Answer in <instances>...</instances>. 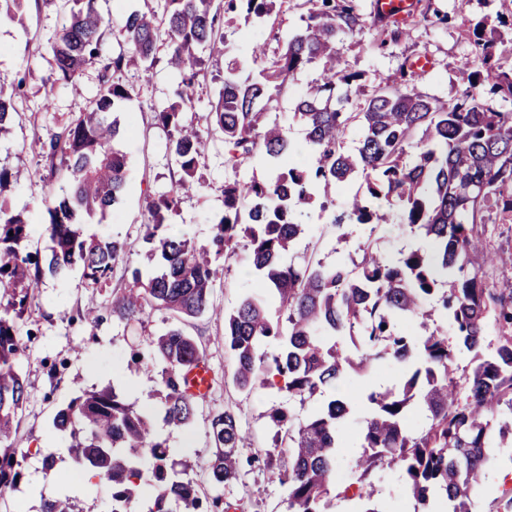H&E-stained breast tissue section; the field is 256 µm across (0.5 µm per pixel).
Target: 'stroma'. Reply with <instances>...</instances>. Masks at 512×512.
<instances>
[{
	"label": "stroma",
	"instance_id": "stroma-1",
	"mask_svg": "<svg viewBox=\"0 0 512 512\" xmlns=\"http://www.w3.org/2000/svg\"><path fill=\"white\" fill-rule=\"evenodd\" d=\"M374 0H358L364 19L362 29L337 41L335 50L342 66L359 73L364 90L386 81L400 69H407V84L428 96L453 99L462 92L461 78L472 59V47L464 32L473 23L485 21L487 29L498 38L512 39V0H414L410 17L401 26L397 41L378 46L371 24L375 19ZM448 14L449 25L435 21L436 13ZM307 15L303 0H279L276 9L260 30H252L244 17L226 23L224 40L228 53L207 56L202 66L204 77L196 87L194 107L188 113L195 123L205 124L206 115L221 87L215 75L224 71L231 58L237 57L248 33H256L265 42L268 56L279 50L278 39L300 28ZM68 18L63 0H28L21 19L0 18V79L12 82L25 77L24 94L15 98L13 121L8 134L0 136V167L13 173L14 179L0 193L8 206L23 211L28 223V251L49 254L45 230L48 215L42 200L58 192L62 181L49 162L30 149L34 139H46L58 127L71 121L77 102L90 101L99 83V67L92 64L80 74L75 84L56 82L54 59L50 47ZM426 57L430 68L411 71L417 57ZM157 61L151 72L128 68L114 79L133 88L134 98L124 115L131 132L125 141L129 158L128 185L122 203L104 218H93L84 225L85 234L99 238L117 236L128 243V252L115 264L97 301L109 307L113 294L127 288L132 270L149 271L158 262L143 242L146 220L145 201L168 190L180 172L169 150L165 133L154 123L153 109L170 100L177 84L167 64L168 46L159 41ZM319 75V67L310 64L297 71L287 90L276 96L271 115L287 128L294 145L305 140L303 125L293 117L297 94L303 93ZM225 145L220 136L209 139L207 158L202 169L203 184L199 191L184 197L176 213L169 218L175 231L186 234L196 244H208L215 225L224 213V181L231 172L224 164ZM488 223L479 225L478 233L485 249L494 257L480 266L479 274L490 292L512 280V216L490 209ZM373 240L387 262H397L404 253L418 245V238L403 224H382L377 228L355 225L348 242H337L327 214L311 207L305 219V232L299 238L289 262L299 263L311 255L324 263L349 261L365 240ZM248 251L238 248L222 263L223 275L211 292V312L183 322H176L169 311L150 310L142 322L121 324L104 317L98 326L74 322L73 314L83 307L88 290L79 271L66 278H46L33 290L28 310L19 323L20 338L25 346L23 375L30 396L19 413L18 459L24 478L15 488L0 493V512H40L43 500L68 494L75 497L80 512H111L112 489L89 480L84 468L68 452V439L52 430L56 411L70 398L92 386L113 385L130 402L143 404L147 391L159 388L161 363H132L135 350H147L151 340L170 328L181 325L194 336L204 350L211 369L208 394L201 399L195 419L188 428L171 432L170 456L178 468L186 469L200 487L202 512H222L213 498L237 504L238 512H285L287 487L277 469L243 466L239 482L212 487L206 462L213 447L209 434L214 413L234 409L239 414L245 436L242 458L261 456L271 446L272 432L265 417L272 407L289 403L295 417H302L309 405L287 402L283 393L260 388L244 395L232 384L233 358L224 347V314L237 307L241 299L255 293L258 279L247 262ZM57 365L56 376H49L50 365ZM404 367L386 359L367 375L347 374L337 390H326L324 399L333 396L363 397L364 402L340 424L342 446L337 453L336 487L355 480L353 459L359 453L358 435L372 406L370 392L397 381ZM487 480L470 497L471 512H501L512 499V443L493 440L488 450ZM54 457V476H47L46 457Z\"/></svg>",
	"mask_w": 512,
	"mask_h": 512
}]
</instances>
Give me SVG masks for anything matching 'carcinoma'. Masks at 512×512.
<instances>
[{
    "instance_id": "1",
    "label": "carcinoma",
    "mask_w": 512,
    "mask_h": 512,
    "mask_svg": "<svg viewBox=\"0 0 512 512\" xmlns=\"http://www.w3.org/2000/svg\"><path fill=\"white\" fill-rule=\"evenodd\" d=\"M69 18L52 46L57 80L65 84L83 66L101 57L104 29L109 26L97 0H69ZM145 10L122 17L127 49L108 58L93 100L72 122L32 148L60 162L67 179L62 193L48 201L51 241L46 264L24 251L28 233L21 212L0 203V489L22 477L13 435L19 410L29 397L21 370L24 349L18 321L27 311L31 291L50 275L61 278L78 268L86 287L97 291L126 253L116 236L102 240L82 230L85 217L105 215L125 192L128 161L123 143L128 128L120 114L133 90L112 80L111 73L132 63L150 71L159 40L170 47L168 64L181 81L176 99L155 111L167 134L180 177L169 191L147 199L148 224L143 241L159 255L144 276L112 298L110 315L118 323L143 320L147 310L165 309L195 318L210 309V294L220 269L215 261L247 241L250 260L263 295H247L224 315V346L234 358L232 380L242 392L275 387L304 404L343 379L346 371L364 373L392 357L413 363L400 384L373 392L374 405L361 434L355 460L356 482L345 493L365 505L362 512H385L375 504L373 474L398 468L416 504L451 505L450 512H469L470 492L486 478L485 449L492 422L503 411L512 416V282L498 293L484 288L478 272L468 269L481 251L476 226L497 204L512 212V109L500 110L496 99L512 102V68L499 60L512 56V41L496 44L483 22L469 32L473 60L463 72L468 87L451 103L407 87L405 78L390 77L364 99L358 112L347 111L358 92L359 75L340 67L332 45L359 25L356 0H310L315 5L305 26L278 39L281 51L266 59L263 44L248 43L246 54L225 70L218 98L211 105L210 128L202 132L186 119L201 71L203 51L224 47V19L214 0H155ZM276 0H223L224 14L244 11L254 23H267ZM318 63L320 78L298 98L294 116L306 127L310 165L291 154L286 128L269 121L272 91H281L291 75ZM25 77L0 86V134L8 132L13 99L24 94ZM361 135L354 152L343 136L352 123ZM219 133L227 145L224 160L232 171L261 155L271 170L264 182L234 177L224 182V215L208 246L185 234L169 232V216L182 195L197 189L207 136ZM363 183L349 199L347 211L332 215L336 237L347 239L354 224H405L435 255L419 246L388 265L368 239L351 263L308 260L284 266L283 253L295 248L307 209L327 211L333 191L357 179ZM442 307L457 340L474 353L466 392H461L448 338L430 328L424 304ZM101 319L95 296L71 317L96 325ZM417 320L421 332L398 329ZM505 332L487 343L488 320ZM349 337L350 356L338 341ZM280 342L269 353L265 345ZM149 356L163 363V421L174 429L190 426L199 397L190 394L182 373L204 359L194 337L173 326L152 340ZM421 406L426 422L407 424L412 407ZM350 413L349 401L334 398L296 418L287 406L267 414L274 430L266 463L278 465L288 485L286 512H329L334 479L338 424ZM54 429L71 439L70 450L92 477L112 485V512H130L141 500L143 458L151 459L148 485L153 495L145 512H199L197 484L168 463L166 439L147 408L124 401L112 386L92 388L59 408ZM214 450L207 461L210 481L228 485L240 478L242 440L239 416L227 409L213 416ZM41 512H73L70 497L47 499Z\"/></svg>"
}]
</instances>
